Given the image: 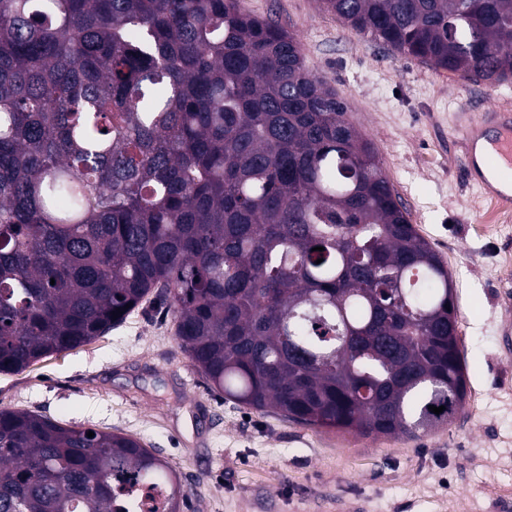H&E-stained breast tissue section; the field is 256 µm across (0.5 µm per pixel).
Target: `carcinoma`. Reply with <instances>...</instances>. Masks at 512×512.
Returning a JSON list of instances; mask_svg holds the SVG:
<instances>
[{
  "mask_svg": "<svg viewBox=\"0 0 512 512\" xmlns=\"http://www.w3.org/2000/svg\"><path fill=\"white\" fill-rule=\"evenodd\" d=\"M321 4L402 58L512 80V0ZM346 112L239 0H0V373L148 303L239 405L363 437L451 424L452 278ZM87 432L1 409L0 512L187 501L138 440Z\"/></svg>",
  "mask_w": 512,
  "mask_h": 512,
  "instance_id": "obj_1",
  "label": "carcinoma"
}]
</instances>
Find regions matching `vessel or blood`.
Instances as JSON below:
<instances>
[{
	"mask_svg": "<svg viewBox=\"0 0 512 512\" xmlns=\"http://www.w3.org/2000/svg\"><path fill=\"white\" fill-rule=\"evenodd\" d=\"M462 164L470 180L491 197L512 196V111L489 108L457 126Z\"/></svg>",
	"mask_w": 512,
	"mask_h": 512,
	"instance_id": "1",
	"label": "vessel or blood"
}]
</instances>
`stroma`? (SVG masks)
Here are the masks:
<instances>
[{"mask_svg": "<svg viewBox=\"0 0 512 512\" xmlns=\"http://www.w3.org/2000/svg\"><path fill=\"white\" fill-rule=\"evenodd\" d=\"M306 47L311 73L346 103L377 148L417 232L456 289L463 410L406 437L313 429L224 399L191 366L169 316L136 309L78 348L0 374V409L123 433L152 449L187 490L190 512H512V357L498 336L512 309L497 291L512 271V221L468 181L455 132L462 111L512 107V81L473 83L398 59L319 0H240Z\"/></svg>", "mask_w": 512, "mask_h": 512, "instance_id": "stroma-1", "label": "stroma"}]
</instances>
